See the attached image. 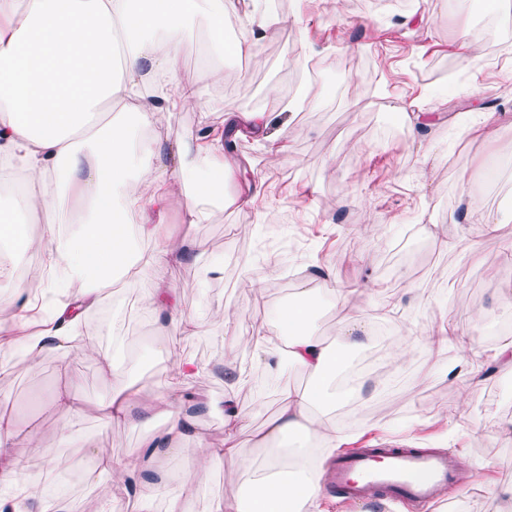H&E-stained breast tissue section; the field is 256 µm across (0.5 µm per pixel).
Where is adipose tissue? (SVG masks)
<instances>
[{
  "label": "adipose tissue",
  "mask_w": 512,
  "mask_h": 512,
  "mask_svg": "<svg viewBox=\"0 0 512 512\" xmlns=\"http://www.w3.org/2000/svg\"><path fill=\"white\" fill-rule=\"evenodd\" d=\"M249 24L235 44L237 54L252 53L272 35L282 18L261 0H245ZM227 0H0V167L20 184L17 194L0 195V244H14L12 263L0 264V288L12 282L18 260L39 256L40 290L65 284L68 300L42 315L38 295H18L0 302V374L5 356L20 350L35 365L55 355L66 372L65 358L78 352L117 387L96 409L106 424L148 428L136 461L109 448H90L84 476L109 478L115 490L134 498L139 512H152L165 498L167 512H186L185 496L208 471L239 459L233 477L249 488L250 512H325L324 464L342 440L332 421L327 391L335 356L318 336L308 308L283 306L260 322L251 341L257 366L280 372L290 365L306 372L312 386L289 391L276 415L255 437L270 449L263 465L243 458L237 435L243 427L235 389L248 386L239 368L225 370L231 389L224 394V439L213 443L207 428L183 413L184 404L208 408L188 385L205 373L194 359L172 360L164 384L156 389L126 385L115 355L99 339L114 333L111 324L92 331L86 315L132 281L142 270L154 280L142 300L143 311L167 334L195 335L196 318L185 315L172 288V263L189 259L190 246L168 224L173 204L180 221L202 223L211 207L224 204L225 186L235 182L240 163L225 143L247 134L276 156L286 139L270 132L274 118L288 103L269 90L264 111L228 112L221 125L201 123L185 137L171 138L169 116L206 108L200 84L183 82L181 61L189 48L185 26L195 17L207 22L200 52L203 75L224 79V14ZM183 197H176L175 187ZM43 222L41 237L25 225ZM148 250H141L142 242ZM401 337L389 351L401 363L422 346L430 354L457 339V356L447 364L449 381H461L460 402H467L481 382L472 341L457 322L422 337ZM197 448L188 471L173 477L163 469L174 456L187 455L185 440ZM38 431L12 415L0 414V477L18 472L16 449L38 452Z\"/></svg>",
  "instance_id": "ef3b65f1"
}]
</instances>
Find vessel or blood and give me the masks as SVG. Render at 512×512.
Wrapping results in <instances>:
<instances>
[{"instance_id": "1", "label": "vessel or blood", "mask_w": 512, "mask_h": 512, "mask_svg": "<svg viewBox=\"0 0 512 512\" xmlns=\"http://www.w3.org/2000/svg\"><path fill=\"white\" fill-rule=\"evenodd\" d=\"M458 479L457 463L451 456L394 445L337 456L328 474L329 483L351 503H365L381 494L423 507L436 503L438 487Z\"/></svg>"}]
</instances>
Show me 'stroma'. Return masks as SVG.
<instances>
[{
  "label": "stroma",
  "instance_id": "1",
  "mask_svg": "<svg viewBox=\"0 0 512 512\" xmlns=\"http://www.w3.org/2000/svg\"><path fill=\"white\" fill-rule=\"evenodd\" d=\"M469 3L288 0L281 11L284 25L253 54L226 53L223 81L204 89L207 114L173 113L171 136L191 134L204 121L221 124L228 112L262 110L275 86L291 103L273 125L287 137L288 150L272 159L254 139H236L233 155L245 166L246 182L262 185L263 198L252 208L212 209L192 227L193 257L170 267V288L182 309L201 322L196 335L166 337L169 357L153 352L158 331L139 307L154 286L146 271L90 313V327L115 320L116 334L136 348V358L120 360L130 383L159 387L170 357H188L211 367L196 385L219 404L228 389L219 364L244 369L250 384L236 391L246 416L240 440L245 456L261 461L254 433L275 414L285 390L310 379L289 366L275 376L256 367L254 327L298 299L301 288H319L321 270L332 272L344 289L373 279L383 285L371 300L328 302L315 315L331 349L339 347L344 315L357 313L372 325L396 303L398 320L417 336L445 320L463 323L471 313L484 312L471 336L475 360H488L512 323V262H501L493 275L480 261L512 242V158L499 154L501 145L512 142V37L494 48L482 45ZM442 67L453 80L434 79ZM490 111L497 121L488 138L478 128ZM409 112H434L438 119L413 131L405 119ZM467 203L476 215L498 218L497 236L460 222ZM433 224L440 225V235L430 232ZM409 229L418 244L395 263L391 249ZM360 252L366 263L357 261ZM248 277L264 281V291L245 288ZM210 301L234 314V335L225 336L212 323ZM456 355L453 348L440 358L415 349L401 375L426 366L430 377L413 391L404 382L393 384L389 371H365V387L373 392L364 404L366 417L345 421L343 401L331 408L344 437L341 449L386 440L452 453L462 484L442 490L431 512H504L501 491L512 486V395L502 386L512 382V373H492L461 407L446 372ZM67 366L88 403L111 396V377L80 354L70 353ZM63 384L54 363L35 366L21 356L0 376V411L24 416L41 431L38 453L16 451L28 481L42 493L64 489L84 512H98L106 500L112 512H138L137 503L109 480L89 484L77 473L87 446L137 455L143 429L106 426L88 415L61 431L52 408L36 404L33 396ZM47 458L53 469L44 467ZM240 492L217 468L186 508L211 512L216 501Z\"/></svg>",
  "mask_w": 512,
  "mask_h": 512
}]
</instances>
